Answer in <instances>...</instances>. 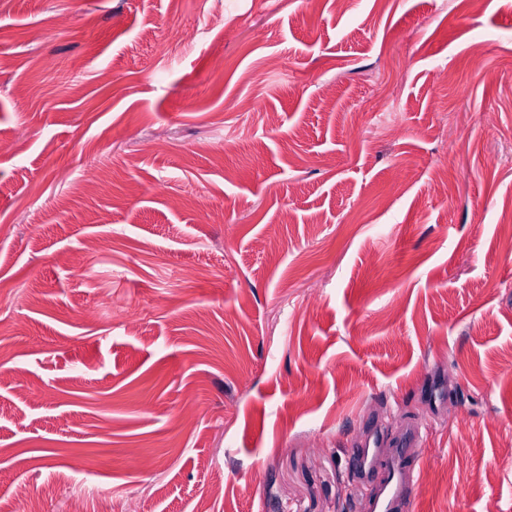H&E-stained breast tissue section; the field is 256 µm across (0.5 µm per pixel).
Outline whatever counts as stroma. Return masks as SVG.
I'll list each match as a JSON object with an SVG mask.
<instances>
[{
	"mask_svg": "<svg viewBox=\"0 0 512 512\" xmlns=\"http://www.w3.org/2000/svg\"><path fill=\"white\" fill-rule=\"evenodd\" d=\"M1 139L0 483L512 512V0H0ZM420 429L408 425L386 442L376 439L375 448H354L352 460L357 470L371 479L375 492L366 501L368 512H410L412 490L420 471ZM383 447V448H381ZM386 447V448H384Z\"/></svg>",
	"mask_w": 512,
	"mask_h": 512,
	"instance_id": "35a3bbf8",
	"label": "stroma"
}]
</instances>
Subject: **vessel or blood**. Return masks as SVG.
I'll return each mask as SVG.
<instances>
[{
	"label": "vessel or blood",
	"mask_w": 512,
	"mask_h": 512,
	"mask_svg": "<svg viewBox=\"0 0 512 512\" xmlns=\"http://www.w3.org/2000/svg\"><path fill=\"white\" fill-rule=\"evenodd\" d=\"M419 442L420 429L411 424L384 446L354 449L356 469L375 485L366 512H411L412 490L420 471Z\"/></svg>",
	"instance_id": "1"
}]
</instances>
